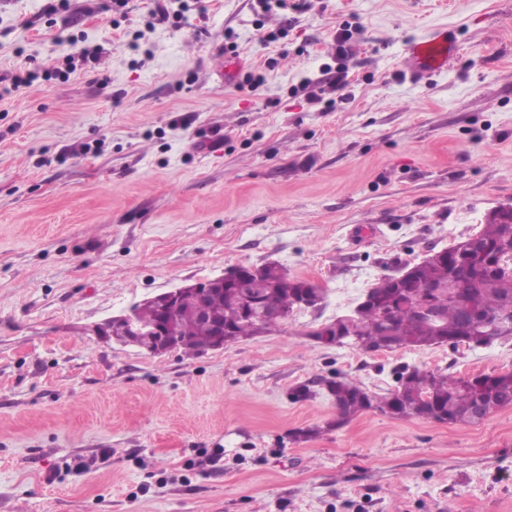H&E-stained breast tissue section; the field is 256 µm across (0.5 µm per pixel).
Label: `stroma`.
Instances as JSON below:
<instances>
[{
  "label": "stroma",
  "instance_id": "obj_1",
  "mask_svg": "<svg viewBox=\"0 0 512 512\" xmlns=\"http://www.w3.org/2000/svg\"><path fill=\"white\" fill-rule=\"evenodd\" d=\"M101 3L0 0V77L99 51L0 98V512H512V407L331 429L330 400L290 398L339 374L384 394L403 365L512 371V338L366 353L310 336L512 206V0H311L295 20L206 0L143 51L149 0ZM439 28L453 61L413 74L409 44ZM231 42L262 85L218 79ZM328 66L348 84L321 109L301 83ZM268 263L321 308L197 355L90 330Z\"/></svg>",
  "mask_w": 512,
  "mask_h": 512
}]
</instances>
